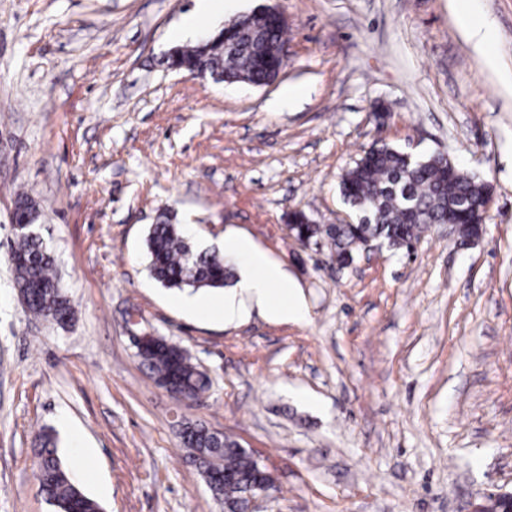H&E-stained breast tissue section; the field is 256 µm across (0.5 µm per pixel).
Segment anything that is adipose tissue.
<instances>
[{
    "instance_id": "adipose-tissue-1",
    "label": "adipose tissue",
    "mask_w": 512,
    "mask_h": 512,
    "mask_svg": "<svg viewBox=\"0 0 512 512\" xmlns=\"http://www.w3.org/2000/svg\"><path fill=\"white\" fill-rule=\"evenodd\" d=\"M224 252L240 264L242 273L237 287L255 303L261 314L282 321L304 319L305 309L287 274L251 241L227 238Z\"/></svg>"
}]
</instances>
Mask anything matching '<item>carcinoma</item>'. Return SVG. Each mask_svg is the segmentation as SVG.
<instances>
[{
    "label": "carcinoma",
    "mask_w": 512,
    "mask_h": 512,
    "mask_svg": "<svg viewBox=\"0 0 512 512\" xmlns=\"http://www.w3.org/2000/svg\"><path fill=\"white\" fill-rule=\"evenodd\" d=\"M219 46L206 50L195 44L176 47L168 65L189 74H218L228 80L262 83L277 76L280 50L288 45L285 21L254 11L231 21L213 34ZM341 190L354 207L359 224H296L294 236L316 245L330 244L336 261L348 265L371 237L398 249H408L421 234L452 214L459 233L473 238L482 233L487 182L453 164L443 153L410 158L386 143L372 147L341 176ZM39 216L37 204L26 195L17 198L15 218L27 224ZM150 270L168 289L193 291L221 289L235 273L231 261L217 251L198 250L172 218L161 215L146 238ZM15 282L25 291V309L56 324L72 317L69 299L60 287L48 245L42 237L23 234L11 252ZM138 357L159 386L172 385L197 399L211 387L208 376L192 361L189 351L161 340ZM180 433L187 457L203 477L224 472L226 481L216 488L224 512H241L246 485L254 478L256 463L227 434H216L190 421ZM37 472L42 494L58 512H102L71 477L57 453L54 436L38 435Z\"/></svg>",
    "instance_id": "cac0c4a2"
}]
</instances>
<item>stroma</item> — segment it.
I'll return each instance as SVG.
<instances>
[{"label": "stroma", "mask_w": 512, "mask_h": 512, "mask_svg": "<svg viewBox=\"0 0 512 512\" xmlns=\"http://www.w3.org/2000/svg\"><path fill=\"white\" fill-rule=\"evenodd\" d=\"M196 0H0V512H54L34 477L52 428L103 512H220L180 419L232 435L267 466L261 512H467L512 491V0H477L489 55L456 0H236L209 31L271 6L288 62L270 85L170 69ZM304 97L279 104L284 88ZM447 153L492 187L480 237L435 227L339 267L288 235L303 210L354 221L343 170L375 142ZM34 199L71 321L26 312L11 213ZM174 215L201 249L249 239L293 280L301 324L244 308L190 315L147 270ZM179 344L211 380L178 404L125 325ZM467 2L464 7L459 4V18L462 25L467 29L468 37L474 42L476 48L479 50H489L494 41V33L488 24L477 22L473 16L474 2L471 0H464Z\"/></svg>", "instance_id": "35a3bbf8"}]
</instances>
